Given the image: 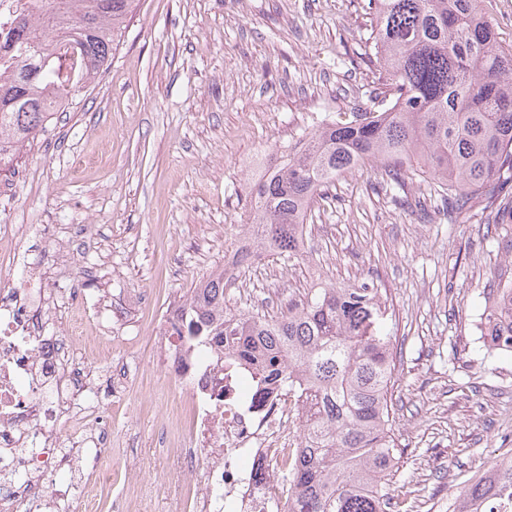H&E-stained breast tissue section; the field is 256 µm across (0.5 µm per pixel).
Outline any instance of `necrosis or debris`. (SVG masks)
Segmentation results:
<instances>
[{
	"label": "necrosis or debris",
	"instance_id": "necrosis-or-debris-1",
	"mask_svg": "<svg viewBox=\"0 0 512 512\" xmlns=\"http://www.w3.org/2000/svg\"><path fill=\"white\" fill-rule=\"evenodd\" d=\"M251 244V235L241 233L224 253L232 284L268 264L262 250H254L250 265L238 264V253ZM0 261L23 267L19 277L0 279V512H47L50 477L81 487L84 505H91V490L104 476L98 455L89 456L87 471L75 478L54 451L64 445V416L74 411L79 419L89 417L100 391L80 369L69 341L72 323L56 325L51 315L56 289L37 262H20L16 225H0ZM184 322L181 305L169 306L158 325L155 359L179 389L160 430L178 431L179 455L193 473L192 512H279L283 472L304 446L290 438L301 427L302 407L280 392L256 403L240 373L216 363L221 345L175 349Z\"/></svg>",
	"mask_w": 512,
	"mask_h": 512
}]
</instances>
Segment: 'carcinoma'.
I'll use <instances>...</instances> for the list:
<instances>
[{"label":"carcinoma","mask_w":512,"mask_h":512,"mask_svg":"<svg viewBox=\"0 0 512 512\" xmlns=\"http://www.w3.org/2000/svg\"><path fill=\"white\" fill-rule=\"evenodd\" d=\"M36 20L5 37L23 64L0 77V160L43 131L62 100L107 69L118 35L140 0H42ZM484 0H368L373 63L386 73L370 104L348 122H326L300 146L272 157L251 188L255 243L290 261L312 232L315 207L336 178L369 166L401 190L415 174L454 224L479 200L493 207L497 247L512 256V43H503ZM78 52L82 79L54 72L53 48ZM224 271L189 289L186 335L227 343L224 367L246 366L255 398L303 383L307 446L288 467L286 512H412V491L392 495L401 450L391 435L402 352L395 310L372 281L308 288L275 316L266 305L232 310ZM484 357L512 353V280L482 291ZM459 505L512 509V464L461 483Z\"/></svg>","instance_id":"carcinoma-1"}]
</instances>
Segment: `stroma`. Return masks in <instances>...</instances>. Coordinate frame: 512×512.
Instances as JSON below:
<instances>
[{
    "label": "stroma",
    "instance_id": "stroma-1",
    "mask_svg": "<svg viewBox=\"0 0 512 512\" xmlns=\"http://www.w3.org/2000/svg\"><path fill=\"white\" fill-rule=\"evenodd\" d=\"M361 0H140L109 68L68 97L0 185L8 221L30 232L31 259L78 291L101 380L122 377L95 421L107 435L108 473L97 512H184L192 486L157 422L177 393L153 364L149 338L162 312L224 266V250L251 206L250 188L274 148L297 145L324 121L363 108L385 74L368 61ZM299 260L233 289L232 307L317 284L380 281L403 348L393 433L402 450L394 487L410 484L414 512H448L461 471L489 469L512 448V355L485 362L477 328L491 272H512L489 212L430 224L436 199L407 185L395 204L379 168L340 176ZM57 225L80 238L95 225L101 252L57 264L35 232ZM123 302L122 338L108 307ZM476 392H468V383Z\"/></svg>",
    "mask_w": 512,
    "mask_h": 512
}]
</instances>
